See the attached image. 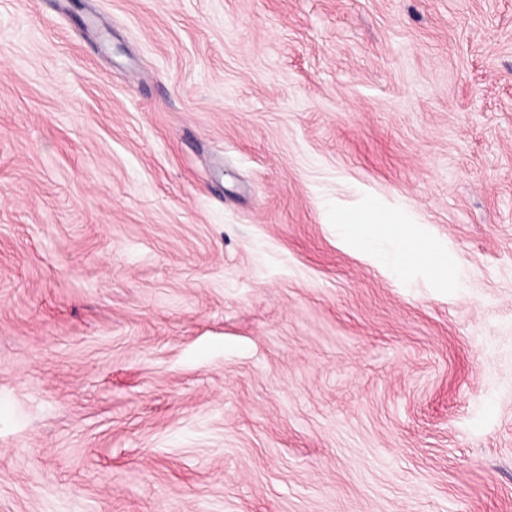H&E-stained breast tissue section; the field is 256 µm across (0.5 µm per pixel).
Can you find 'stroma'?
I'll use <instances>...</instances> for the list:
<instances>
[{"label":"stroma","mask_w":512,"mask_h":512,"mask_svg":"<svg viewBox=\"0 0 512 512\" xmlns=\"http://www.w3.org/2000/svg\"><path fill=\"white\" fill-rule=\"evenodd\" d=\"M0 512H512V0H0ZM336 224H343L346 238L352 245L366 248L377 236L394 240L399 246L400 263L406 250L415 245L402 226L405 222L401 216L374 202H368L352 211L336 210ZM406 257L412 262L421 260V255L416 249L409 250ZM424 267L436 278L437 281L448 288H453L461 277L458 265L454 264L447 256L436 255L424 262Z\"/></svg>","instance_id":"stroma-1"}]
</instances>
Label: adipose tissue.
Wrapping results in <instances>:
<instances>
[{
    "mask_svg": "<svg viewBox=\"0 0 512 512\" xmlns=\"http://www.w3.org/2000/svg\"><path fill=\"white\" fill-rule=\"evenodd\" d=\"M336 221L343 224L348 242L363 248L379 236L394 240L403 251L413 244L403 227L401 216L373 202L356 210L337 211Z\"/></svg>",
    "mask_w": 512,
    "mask_h": 512,
    "instance_id": "1",
    "label": "adipose tissue"
}]
</instances>
